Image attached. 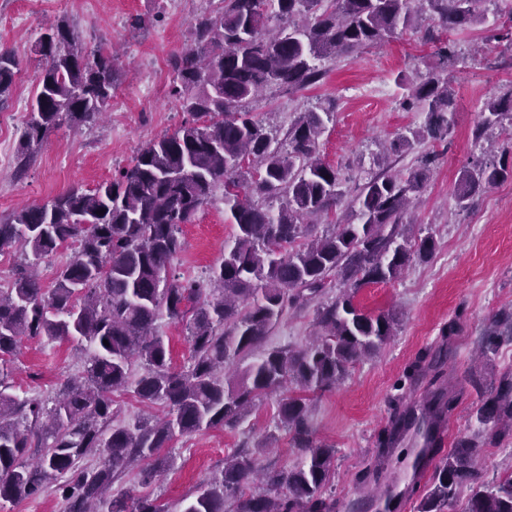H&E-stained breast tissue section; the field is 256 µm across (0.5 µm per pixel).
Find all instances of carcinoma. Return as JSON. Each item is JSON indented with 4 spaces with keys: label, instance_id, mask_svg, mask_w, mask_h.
Here are the masks:
<instances>
[{
    "label": "carcinoma",
    "instance_id": "obj_1",
    "mask_svg": "<svg viewBox=\"0 0 512 512\" xmlns=\"http://www.w3.org/2000/svg\"><path fill=\"white\" fill-rule=\"evenodd\" d=\"M412 0H221L219 9L195 16L190 45L170 56V95L188 115L179 129L147 144L111 182L90 193L73 188L42 205L0 219V253L19 249L26 263L0 287V360L23 341L78 339L88 345L81 376L54 396L18 398L0 378V502L36 498L58 485L66 512H166L159 499L111 492L132 466L150 482L168 467L162 450L204 428H236L256 401L282 392L278 425L301 451L290 468L264 465L258 450L238 448L224 457L219 475L203 482L182 512H328L323 491L335 449L314 442L313 401L376 356L394 336L400 314L359 308V288L397 280L409 263L426 261L432 237L407 233L404 215L422 191L433 157L402 177L374 173L351 202L354 221L334 222L330 233L302 240L304 220L329 219L344 197L339 171L317 158L322 112L309 111L280 141L263 120L243 109L259 91L313 85L324 75L319 61L351 55L413 24ZM446 31L484 21L483 0H426ZM45 61L34 111L21 137L27 161L47 135L68 121L91 124L112 99L118 74L112 52L91 55L79 47L66 21L45 28L33 43ZM452 56L439 49L438 69L409 86L407 108L426 113L425 124L401 135L390 151L408 150L448 135L455 90L443 71ZM20 61L0 49V104ZM512 126V87L487 99L475 129ZM494 162L462 171L459 207L504 177ZM224 188L225 221L233 225L224 256L205 281L169 275L182 251L180 226L189 224L216 187ZM279 199L273 210L267 201ZM77 245L54 288L32 273L65 244ZM344 289L324 299L329 278ZM314 304L315 336L300 349L266 346L290 309ZM186 323L187 366L171 365L157 331L162 318ZM486 344L512 336V308L498 311L485 330ZM444 345L424 350L406 370L402 397L430 378L418 404L393 408L379 438L381 456L410 439L413 472L425 464L436 420L449 414L458 391L447 382ZM143 370L132 375V360ZM246 362L240 382L226 369ZM131 391L147 405L167 408L128 426L112 424V395ZM477 433L436 458L428 481L411 488L417 512H448L466 493L463 512H512V467L491 482L480 479L477 458L485 437L512 442V369L504 371L475 413ZM39 449L31 463L26 455Z\"/></svg>",
    "mask_w": 512,
    "mask_h": 512
}]
</instances>
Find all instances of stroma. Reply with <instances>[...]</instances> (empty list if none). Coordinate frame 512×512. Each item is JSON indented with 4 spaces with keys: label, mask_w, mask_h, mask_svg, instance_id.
<instances>
[{
    "label": "stroma",
    "mask_w": 512,
    "mask_h": 512,
    "mask_svg": "<svg viewBox=\"0 0 512 512\" xmlns=\"http://www.w3.org/2000/svg\"><path fill=\"white\" fill-rule=\"evenodd\" d=\"M218 5V0H0V49L13 50L21 62L10 95L0 104V218L72 188L89 191L112 181L140 148L173 133L186 115L169 95L167 59L188 44L190 20ZM484 10V23L463 33L442 31L430 13H417L410 28L381 44L323 61L326 75L319 83L291 93L269 88L249 103L250 111L281 138L301 113L334 104L318 151L340 172L346 200L338 212L345 216L351 215L349 200L368 174L404 175L422 156H437L406 218L412 235L433 237L432 258L412 261L397 280L366 285L355 295L366 311L397 309V333L375 358L357 364L313 406L316 442L336 450L324 494L332 512H349L354 502L374 512L372 503L383 487L366 474L376 464L377 438L399 397L397 384L421 351L440 342L444 325L455 320L460 326L449 343L446 367L462 389L448 417L449 441L471 437L477 429L473 412L482 393L469 385V378L489 387L512 368V338L502 337L490 353L482 351L492 315L512 305V177L476 197L468 210H460L455 197L461 171L483 149L494 148L496 162L512 165V139L506 133L494 129L482 139L474 137L485 99L512 88V41L497 36L512 15V0H490ZM137 17L144 19L143 27H133ZM57 19L75 29L85 53L111 50L119 82L98 123H65L54 129L21 175L20 137L43 67L31 47L41 29ZM445 40L457 50L446 70L457 92L447 138L399 155H381V143L424 124L425 113L404 110L402 102L408 86L435 66V52ZM233 232L225 221L224 196L215 193L192 223L182 225L184 246L172 262V273L185 280L206 278L223 258ZM314 332L313 307L293 309L267 343L302 347ZM83 366L75 342L33 338L7 365V381L17 396L45 398L64 380L81 375ZM279 400L276 393L261 398L239 428L217 426L174 441L170 465L158 481L143 485L132 470L113 484V491L158 495L168 512H182L186 498L223 467L225 455L274 431Z\"/></svg>",
    "instance_id": "35a3bbf8"
}]
</instances>
